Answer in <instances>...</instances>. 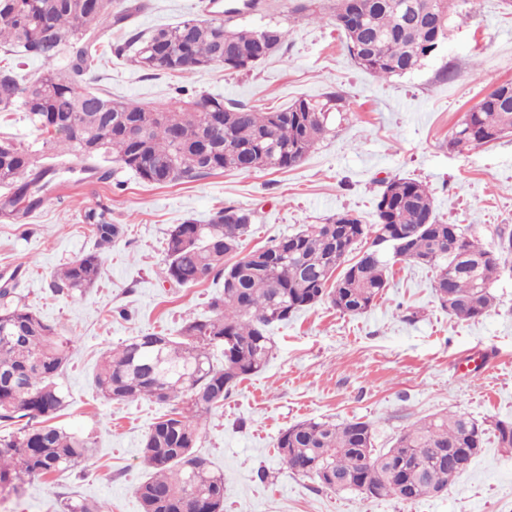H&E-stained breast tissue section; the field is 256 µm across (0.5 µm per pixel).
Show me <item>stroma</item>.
<instances>
[{
    "instance_id": "35a3bbf8",
    "label": "stroma",
    "mask_w": 512,
    "mask_h": 512,
    "mask_svg": "<svg viewBox=\"0 0 512 512\" xmlns=\"http://www.w3.org/2000/svg\"><path fill=\"white\" fill-rule=\"evenodd\" d=\"M128 25L102 31L107 45L126 29L150 31L185 18L222 16L239 7L238 24L285 29L284 44L251 70L223 66L183 75H150L105 54L97 87L112 98L156 108L179 89L277 109L329 92L344 99L333 132L288 170L227 171L180 184L154 185L118 171L109 182L63 174L43 203L0 215V283L18 277L33 311L73 337L61 378L68 405L60 426L91 434L84 465L35 480L0 512H64L71 501L98 512H141L134 493L147 471L142 442L165 405L140 399L108 402L92 385L101 352L132 336L176 334L186 314L205 316L221 288L206 279L183 287L165 277L171 225L208 223L234 205L254 214L244 250L341 212L376 221L382 181L411 176L426 183L449 224L468 227L483 245L512 229V135L464 151L450 150L454 125L497 84L512 80V0H457L458 17L438 54L408 74L380 80L350 59L333 15L336 0H141ZM451 79H442L445 67ZM105 211L124 233L102 255V276L83 296L53 294L51 273L92 251L88 210ZM425 266L396 263L388 288L368 312L349 316L321 303L275 325L274 356L242 381L207 421L200 453L224 473V512H512V457L488 441L444 494L414 502L335 494L290 471L276 442L309 418L374 423L376 445L420 418L458 412L476 421L512 420V269L493 283L495 304L477 321L441 309Z\"/></svg>"
}]
</instances>
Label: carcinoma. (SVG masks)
Wrapping results in <instances>:
<instances>
[{
	"label": "carcinoma",
	"mask_w": 512,
	"mask_h": 512,
	"mask_svg": "<svg viewBox=\"0 0 512 512\" xmlns=\"http://www.w3.org/2000/svg\"><path fill=\"white\" fill-rule=\"evenodd\" d=\"M116 2L0 0V50L36 57L45 67L29 79L12 67L0 69V112L26 113L41 136L38 149L0 141V186L13 190L1 208L43 190L71 164L107 181L114 172L103 163L111 161L158 185L243 171L246 163L253 170H287L329 133L333 114L344 108L333 92L267 112L206 93L162 109L116 100L92 86L103 58V25L123 22L139 9L127 5L114 13ZM235 13L227 11L225 19L194 16L148 34L133 29L114 53L154 75L214 64L246 70L256 64L265 30L278 32L277 49L287 31L236 25ZM455 14V0H360L333 19L354 63L387 79L432 57ZM509 133L512 95L502 98L497 86L463 116L448 147L487 144ZM87 219L97 249L51 274L49 288L57 295L80 296L93 287L102 251L123 234L103 212ZM252 221L251 211L229 205L207 224L172 226L164 247L166 277L181 286L209 277L223 281L209 302L211 315L184 318L175 337L133 336L100 356L93 385L106 400L184 403L145 435L142 457L151 476L135 488L142 512H224V473L196 448L208 416L269 362L271 326L322 302L350 316L367 312L398 261L434 269L431 287L441 307L458 320L476 321L493 307L492 284L512 260V230L500 229L496 246L485 248L461 225L440 221L429 188L408 177L384 183L374 224L338 213L226 261L240 253ZM71 346V338L22 303L17 283L0 286V422L19 424L0 435V500L20 496L31 480L77 468L93 445L91 437L55 424L67 405L59 379ZM215 347L223 359L214 358ZM490 432L498 448L512 454V421L486 425L457 413L420 420L389 448L374 447L367 420L306 419L280 433L277 451L290 470L331 491L405 502L448 484V463L437 460L438 451L462 449L460 474L482 453ZM338 477L347 484L336 483Z\"/></svg>",
	"instance_id": "obj_1"
}]
</instances>
